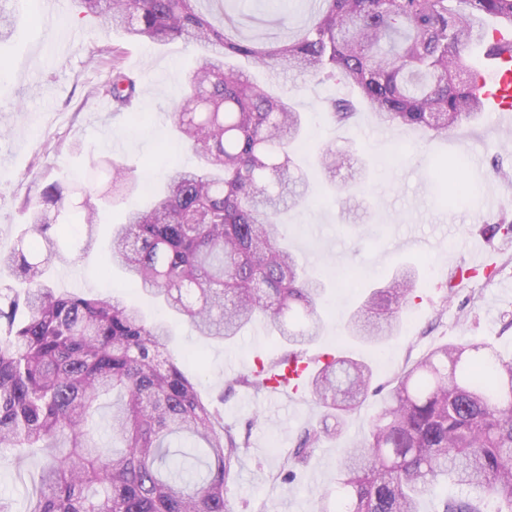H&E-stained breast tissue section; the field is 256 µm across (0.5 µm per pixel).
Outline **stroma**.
<instances>
[{"label": "stroma", "mask_w": 512, "mask_h": 512, "mask_svg": "<svg viewBox=\"0 0 512 512\" xmlns=\"http://www.w3.org/2000/svg\"><path fill=\"white\" fill-rule=\"evenodd\" d=\"M237 10L241 36L269 41L281 35L261 0H237ZM39 13L34 6L20 15L13 38L0 44V56L9 60L0 71V125L10 128L0 137V250L9 249L13 231L28 219L24 199L38 198L49 179L74 184L89 172L91 160L111 158L134 168L139 187L131 199L142 205L171 164L196 163L177 148L168 113L186 86L197 48L130 41L84 15L76 0H62L54 26L42 24ZM116 61L137 77L140 91L133 108L120 113L92 95L110 79ZM236 64L253 80L295 94L305 119L302 155L329 144L371 163L366 172L356 164L337 171L331 183L314 187L282 216L290 250L327 286L319 308L323 334L304 351L305 360L315 369L324 355L347 351L372 369L371 390L346 416L339 436L323 440L282 480V459L305 429L321 426L322 411L303 392L283 397L244 387L224 391L229 379L249 372L255 361L282 354L266 324L255 322L235 341L222 343L178 322L170 345L173 354L188 355L184 370L201 377L202 393L218 404L225 425L250 432L228 485L235 512H316L345 448L363 438L403 370L437 346L461 341L489 342L502 356H512V238H493L485 230L503 214L471 207L462 196L448 201L432 177L439 159L453 157L480 197L512 201V176H503L512 173V146L501 145L503 133L512 132V112H487L437 135L381 126L362 104L349 124L334 126L326 105L349 94L347 85L303 73L271 74L241 58ZM474 153L481 161L477 169L469 162ZM123 211L120 204L103 208L96 243L68 264V276H55L56 288L97 296L124 292L125 271L108 264L112 227L121 223ZM410 232L423 239L413 251L403 245ZM403 266L416 269L418 282L393 337L381 345L346 339L348 315L367 289L383 285ZM463 269L470 272L465 281L459 278ZM43 457L40 451L29 456L20 475L0 471V497L13 512H26Z\"/></svg>", "instance_id": "1"}]
</instances>
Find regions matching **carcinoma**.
I'll list each match as a JSON object with an SVG mask.
<instances>
[{
	"label": "carcinoma",
	"instance_id": "obj_1",
	"mask_svg": "<svg viewBox=\"0 0 512 512\" xmlns=\"http://www.w3.org/2000/svg\"><path fill=\"white\" fill-rule=\"evenodd\" d=\"M204 0H78L82 12L134 42L182 41L202 49L170 113L181 147L197 158L174 167L151 209L131 208L112 233V263L140 296L164 303L198 335L230 341L256 319L286 345L279 360L227 383L266 389L322 333L323 284L281 242L279 217L304 199L293 146L303 134L294 96L275 95L229 59L276 71L339 78L376 120L448 132L484 112L461 51H500L485 23L512 30V0H317L312 21L271 42L214 24ZM18 0H0V42L15 32ZM117 111L133 107L137 80L115 66L94 90ZM335 125L356 101L329 100ZM351 158L330 145L316 164L332 176ZM112 202L134 191L130 170L97 166ZM92 190L48 182L25 203L30 221L0 251V469L22 470L28 448L49 462L26 512H233L227 498L248 436L224 427L167 348V322L133 303L53 287L51 268L90 250L99 207ZM403 267L354 310L347 333L363 342L393 335L413 295ZM332 426L306 429L283 469L304 461L365 400L370 369L334 356L309 381ZM112 403L106 445L88 429L99 398ZM460 494L441 512H512V360L463 341L435 348L398 377L365 438L344 451L335 486L317 512H418L443 480Z\"/></svg>",
	"mask_w": 512,
	"mask_h": 512
}]
</instances>
